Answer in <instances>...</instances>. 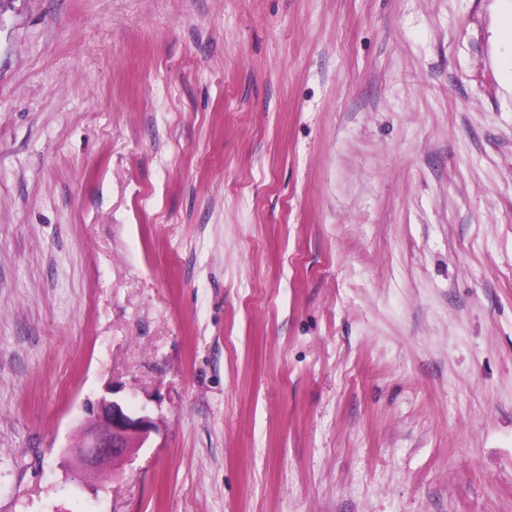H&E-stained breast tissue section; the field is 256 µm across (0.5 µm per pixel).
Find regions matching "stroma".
Returning a JSON list of instances; mask_svg holds the SVG:
<instances>
[{
	"mask_svg": "<svg viewBox=\"0 0 512 512\" xmlns=\"http://www.w3.org/2000/svg\"><path fill=\"white\" fill-rule=\"evenodd\" d=\"M511 22L0 0V512H512ZM144 409H131L124 400L98 406L96 415L83 425L78 446L67 447L78 470L95 468L124 458L133 448H141L154 428Z\"/></svg>",
	"mask_w": 512,
	"mask_h": 512,
	"instance_id": "1",
	"label": "stroma"
}]
</instances>
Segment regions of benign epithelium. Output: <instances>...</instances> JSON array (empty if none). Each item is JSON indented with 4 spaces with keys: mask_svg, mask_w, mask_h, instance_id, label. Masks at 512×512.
<instances>
[{
    "mask_svg": "<svg viewBox=\"0 0 512 512\" xmlns=\"http://www.w3.org/2000/svg\"><path fill=\"white\" fill-rule=\"evenodd\" d=\"M152 429V417L145 409L136 411L125 401L114 400L98 406L94 418L83 425L80 444L67 452L77 469L95 468L142 447Z\"/></svg>",
    "mask_w": 512,
    "mask_h": 512,
    "instance_id": "7a95c632",
    "label": "benign epithelium"
}]
</instances>
